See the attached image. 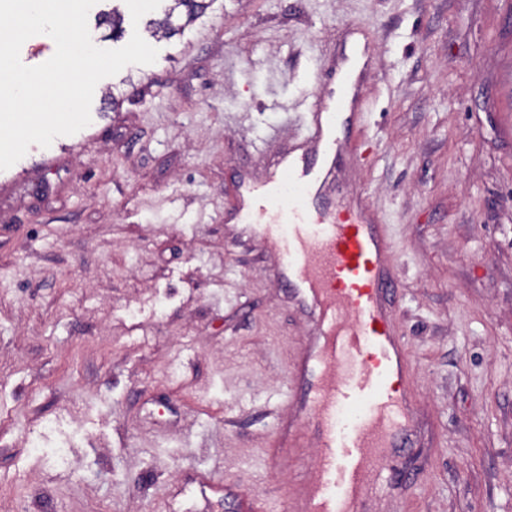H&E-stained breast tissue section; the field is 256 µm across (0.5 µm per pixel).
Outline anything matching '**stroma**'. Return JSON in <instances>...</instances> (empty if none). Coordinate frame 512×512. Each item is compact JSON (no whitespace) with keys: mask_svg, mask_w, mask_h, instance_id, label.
<instances>
[{"mask_svg":"<svg viewBox=\"0 0 512 512\" xmlns=\"http://www.w3.org/2000/svg\"><path fill=\"white\" fill-rule=\"evenodd\" d=\"M97 0L105 49L120 33ZM373 45L345 178L389 237L420 441L368 512H512V0H213L90 124L0 171V512H289L271 454L308 327L224 185L295 123L349 33Z\"/></svg>","mask_w":512,"mask_h":512,"instance_id":"obj_1","label":"stroma"}]
</instances>
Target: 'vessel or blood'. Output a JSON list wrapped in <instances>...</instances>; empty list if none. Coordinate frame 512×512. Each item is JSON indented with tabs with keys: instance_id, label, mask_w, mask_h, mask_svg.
Segmentation results:
<instances>
[{
	"instance_id": "vessel-or-blood-1",
	"label": "vessel or blood",
	"mask_w": 512,
	"mask_h": 512,
	"mask_svg": "<svg viewBox=\"0 0 512 512\" xmlns=\"http://www.w3.org/2000/svg\"><path fill=\"white\" fill-rule=\"evenodd\" d=\"M320 82L338 81L341 101L306 112L292 140L268 143L266 177L236 185L239 206L224 219L245 225L283 255L279 280L315 323V339L296 361L295 414L280 423L276 444L299 448L302 419H310L317 463L294 492L295 512H363L373 463L409 447L405 346L394 329L385 264V225L367 206L339 211L331 197L341 143L354 127L346 98L362 100V77L329 68ZM287 194L288 223L280 225L275 201ZM365 405L354 427L341 431L336 412Z\"/></svg>"
}]
</instances>
